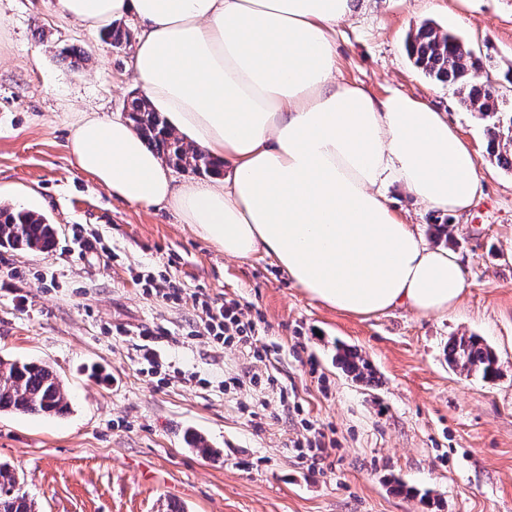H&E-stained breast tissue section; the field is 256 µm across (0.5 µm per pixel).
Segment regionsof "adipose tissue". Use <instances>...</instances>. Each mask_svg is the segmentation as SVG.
<instances>
[{"instance_id":"ef3b65f1","label":"adipose tissue","mask_w":512,"mask_h":512,"mask_svg":"<svg viewBox=\"0 0 512 512\" xmlns=\"http://www.w3.org/2000/svg\"><path fill=\"white\" fill-rule=\"evenodd\" d=\"M96 31L130 16L136 82L169 126L230 166L176 183L119 116L86 112L67 148L118 199L170 207L225 256L272 258L311 298L373 316L455 309L451 249L429 246L390 206L396 183L427 208L468 211L482 193L469 145L418 97L337 81L335 27L356 0H59Z\"/></svg>"}]
</instances>
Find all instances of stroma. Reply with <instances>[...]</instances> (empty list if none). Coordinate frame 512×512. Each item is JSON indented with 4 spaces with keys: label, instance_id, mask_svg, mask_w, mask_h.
<instances>
[{
    "label": "stroma",
    "instance_id": "35a3bbf8",
    "mask_svg": "<svg viewBox=\"0 0 512 512\" xmlns=\"http://www.w3.org/2000/svg\"><path fill=\"white\" fill-rule=\"evenodd\" d=\"M425 21L481 57L477 79L512 111V0H357L337 25L338 80L445 112L483 184L449 217L389 187L430 246L459 255L467 288L445 315L363 318L313 300L271 258L225 257L172 210L125 204L79 173L70 124L79 112L124 114L140 92L130 50L64 19L58 0H0V205L57 231L45 251L0 248V357L50 364L71 397L62 416L0 413V463L23 476L35 512H512V172L489 161L478 114L409 58L406 38ZM66 46L86 61L62 59ZM442 222L449 237L434 233ZM78 226L95 250L79 249ZM147 275L188 297L146 293ZM199 288L259 320L264 361L208 339ZM143 328L159 333L160 371L138 359ZM471 333L496 352V378L449 366V338ZM341 347L370 363L373 381L343 371ZM255 372L294 391L297 408L248 386ZM306 420L335 442L319 473L292 446ZM189 431L214 455L189 448Z\"/></svg>",
    "mask_w": 512,
    "mask_h": 512
}]
</instances>
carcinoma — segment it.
<instances>
[{"mask_svg":"<svg viewBox=\"0 0 512 512\" xmlns=\"http://www.w3.org/2000/svg\"><path fill=\"white\" fill-rule=\"evenodd\" d=\"M408 52L418 69L453 87L460 103L486 121L490 156L499 167L512 171V129L500 125L502 118L512 122V113L501 111L498 94L490 81L474 78L473 73L483 68V62L473 49L455 34L442 32L425 21L410 35ZM127 119L168 164L189 167L198 174H220V166L209 155L175 136L164 117L143 96L132 97ZM54 240L55 228L43 216L29 210L0 207V247L43 251L51 248ZM341 359L345 369L357 378L369 371L368 363L352 349L344 350ZM448 363L468 376L479 373L488 377L496 371L497 359L477 336L463 334L449 340ZM69 409L70 398L49 365L0 359V411L63 415ZM16 482L14 470L0 465V512H32L31 500L15 489Z\"/></svg>","mask_w":512,"mask_h":512,"instance_id":"obj_1","label":"carcinoma"}]
</instances>
